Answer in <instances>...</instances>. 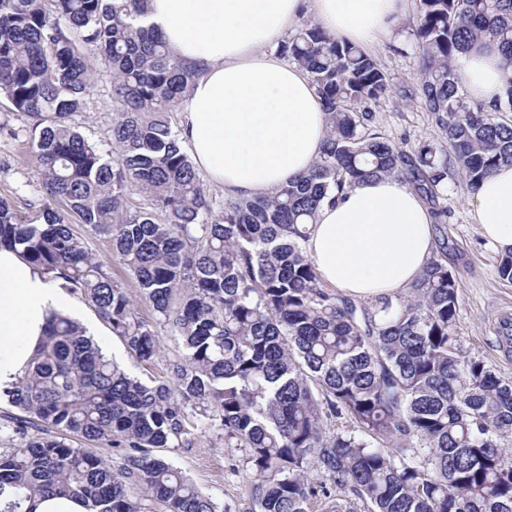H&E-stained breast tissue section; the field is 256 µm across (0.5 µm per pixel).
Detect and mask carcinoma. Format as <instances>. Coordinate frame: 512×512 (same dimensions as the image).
<instances>
[{
	"label": "carcinoma",
	"instance_id": "1",
	"mask_svg": "<svg viewBox=\"0 0 512 512\" xmlns=\"http://www.w3.org/2000/svg\"><path fill=\"white\" fill-rule=\"evenodd\" d=\"M146 0H0V97L30 134L37 215L0 200V246L81 295L129 353L161 358L158 329L181 340L170 379L125 373L76 321L52 313L30 369L5 391L0 512L41 496L89 512H230L166 452L216 430L239 454L254 512H512V382L452 336L459 283L439 243L404 296L370 305L327 288L304 243L319 207L378 176L437 205L448 169L474 191L512 166V0H419L411 36L417 92L444 144L406 151L373 126L390 89L364 49L308 18L279 48L316 88L328 131L305 174L270 196L207 191L169 113L196 69L143 23ZM496 44L507 87L474 101L455 57ZM112 76V152L76 131L89 95L85 50ZM138 193L143 206L127 198ZM112 243L154 320L97 260L72 218ZM347 428L329 431L328 421Z\"/></svg>",
	"mask_w": 512,
	"mask_h": 512
}]
</instances>
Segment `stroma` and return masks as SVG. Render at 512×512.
Here are the masks:
<instances>
[{
	"label": "stroma",
	"mask_w": 512,
	"mask_h": 512,
	"mask_svg": "<svg viewBox=\"0 0 512 512\" xmlns=\"http://www.w3.org/2000/svg\"><path fill=\"white\" fill-rule=\"evenodd\" d=\"M417 4L418 0L408 2L406 28L416 17ZM406 28L372 52L392 83L390 95L374 108V126L392 143L410 151L425 143H440L442 134L419 98L411 94L420 77L419 54ZM87 58L95 81L72 123L106 152L112 148L108 137L112 126V78L97 51H88ZM25 182L31 184V192L19 193V186ZM40 182L41 171L30 149L29 134L9 101L0 97V198L7 200L20 217L33 218L40 204L36 191ZM470 198L459 178L449 175L439 204L448 210L442 219L448 233V265L459 283V309L452 333L463 354L482 360L498 377L512 381V344L505 343L497 331L502 316L512 317V283L497 275L501 252L474 223ZM71 300L82 321L93 325L97 342L128 373L145 382L166 377L165 362L140 363L85 299L75 294ZM232 455V449L224 447L208 431L200 435L194 447L171 450L169 458L203 492L230 505L233 512H246L251 506L246 495L248 479L230 471Z\"/></svg>",
	"instance_id": "1"
}]
</instances>
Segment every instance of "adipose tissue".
Returning a JSON list of instances; mask_svg holds the SVG:
<instances>
[{"label":"adipose tissue","instance_id":"1","mask_svg":"<svg viewBox=\"0 0 512 512\" xmlns=\"http://www.w3.org/2000/svg\"><path fill=\"white\" fill-rule=\"evenodd\" d=\"M408 0H147L145 18L170 54L198 71L180 105L178 134L196 168L225 195L257 197L307 172L326 116L302 68L280 43L311 11L326 32L360 47L391 36ZM469 93L493 103L505 91L502 61L458 54ZM489 242L512 249V166L481 182L470 201ZM435 218L393 177L369 178L318 210L305 248L324 284L371 301L395 297L420 275L435 248ZM58 282L19 250L0 246V391L24 375L51 313H74Z\"/></svg>","mask_w":512,"mask_h":512}]
</instances>
